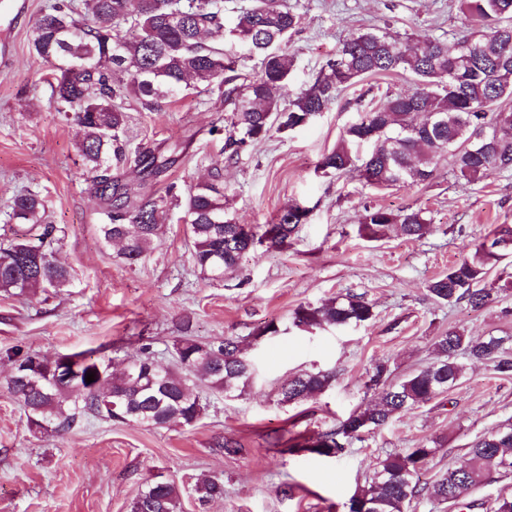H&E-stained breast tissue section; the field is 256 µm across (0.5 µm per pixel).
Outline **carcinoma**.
Wrapping results in <instances>:
<instances>
[{
    "instance_id": "1",
    "label": "carcinoma",
    "mask_w": 512,
    "mask_h": 512,
    "mask_svg": "<svg viewBox=\"0 0 512 512\" xmlns=\"http://www.w3.org/2000/svg\"><path fill=\"white\" fill-rule=\"evenodd\" d=\"M467 33L451 41L434 35L399 39L386 30L368 27L352 34L286 108L278 103L294 59L286 42L301 24L299 7L282 0H254L237 12L230 33L260 61V73L246 85L235 84L238 61L224 53V0H55L32 25L31 45L37 59L51 64V94L57 110L72 113L78 129L81 159L93 174L103 223L98 234L108 246L133 263L153 248L169 220L171 206L187 224L195 266L213 280L234 271L243 256L266 243L282 247L305 223L308 210L282 209L275 222L238 224L224 208V168L216 165L209 178L182 189L148 191L124 183L121 172L138 170L156 177L176 163L173 156L133 144L130 97L145 106L161 103L190 90L189 80L204 85L234 104L232 129L222 151L232 159L248 144L271 131L286 133L325 111L341 90L365 76L408 73L415 87L390 96L350 125L340 143L322 156L326 173L359 169L376 186L430 182L439 161L448 156L456 178L469 185L493 173L512 172V0H458ZM487 129L492 143L468 142ZM46 208L39 194L26 191L11 200L8 220L43 226L37 240H18L0 247V292L12 296L57 293L69 286L71 272L58 262L52 248L55 228L45 224ZM431 220L421 209L392 211L367 207L359 234L379 240L396 228L410 240L424 238ZM506 254L482 241L448 272L427 285L429 295L448 305L465 302L474 308L491 305L512 290V281L491 277ZM373 306L356 294L341 295L320 306L301 305L292 326L325 329L371 321ZM183 336L173 344L175 367L158 370L148 352L120 370L90 353L53 359L15 351L6 385L24 409L30 427L62 434L86 415L147 426L176 423L193 426L200 418V396L189 386L199 383L232 396L254 374L241 342L226 337L204 343ZM437 359L397 383L387 382L378 365L370 383L380 388L374 404L351 413L336 427L294 442L282 453H307L336 458L346 445L395 416L455 386L464 376L460 361L482 362L505 377L512 375V336L468 335L450 330L435 341ZM95 373L86 382L87 373ZM331 376L322 371L288 378L280 391L283 403H299L325 392ZM434 448L423 444L378 458L372 477L349 499L348 512H407L423 495L433 503L457 505L496 475L512 474V425L492 428L469 446L466 462L451 467L428 486L419 472ZM200 507L224 498V479L208 477L194 486ZM182 491L173 481L151 482L130 504V512H180ZM485 512L512 510V495L481 503Z\"/></svg>"
}]
</instances>
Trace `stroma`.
Returning a JSON list of instances; mask_svg holds the SVG:
<instances>
[{
    "mask_svg": "<svg viewBox=\"0 0 512 512\" xmlns=\"http://www.w3.org/2000/svg\"><path fill=\"white\" fill-rule=\"evenodd\" d=\"M51 2L28 0L24 15L0 16V41L10 52L8 65L0 67V241L28 230L7 220L13 196L40 193L48 223L60 231L56 255L73 282L50 298L0 293V512H129L157 474L181 486L184 512H347L384 452L440 440L424 471L429 483L462 464L476 437L512 424V377L472 364L448 392L363 432L341 457L283 455L276 448L370 405L377 396L368 387L376 365H384L393 382L429 365L437 336L448 330L512 335V292L474 309L437 302L427 291L429 281L446 274L496 225L512 224V175L495 173L469 186L443 160L428 184L376 188L357 170L326 174L317 167L360 115L389 94L413 89L410 75L365 77L305 126L270 132L230 161L220 149L232 108L216 96L195 92L156 110L127 100L136 141L177 156L169 180H203L223 165L225 206L237 223H273L292 203L309 210L284 248H257L220 281L194 265L186 226L176 217L159 245L131 264L99 238L100 201L77 150V128L58 112L52 68L31 48L32 23ZM287 2L298 5L303 18L287 44L294 66L280 95L284 106L359 29L376 25L402 38L429 33L446 39L462 30L457 0ZM368 206L423 208L433 229L420 240L396 232L366 239L358 225ZM347 292L372 304L370 322L311 332L292 327L298 306ZM186 317L202 340L247 342L254 364V379L238 396L199 387L204 411L194 426L89 417L65 435H44L30 429L7 391V353L15 348L47 358L91 352L119 369L146 346L158 362L171 364ZM271 321L280 336L256 341ZM312 369L333 373L330 388L307 401L280 403V384ZM227 437L239 443L238 454L224 453ZM214 474L224 478V497L199 507L192 488Z\"/></svg>",
    "mask_w": 512,
    "mask_h": 512,
    "instance_id": "stroma-1",
    "label": "stroma"
}]
</instances>
